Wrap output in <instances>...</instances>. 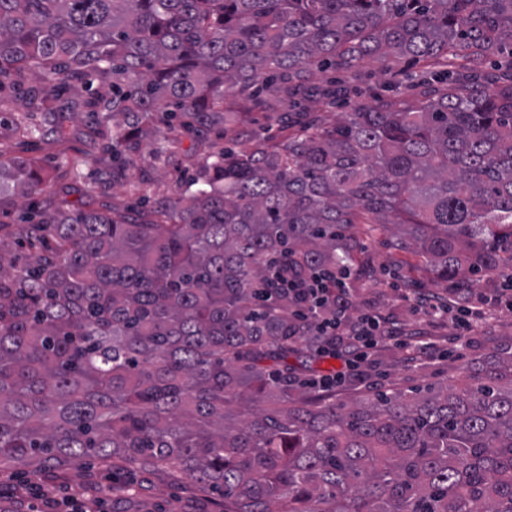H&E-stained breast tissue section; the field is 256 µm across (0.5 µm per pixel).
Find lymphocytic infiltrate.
<instances>
[{
    "label": "lymphocytic infiltrate",
    "instance_id": "obj_1",
    "mask_svg": "<svg viewBox=\"0 0 512 512\" xmlns=\"http://www.w3.org/2000/svg\"><path fill=\"white\" fill-rule=\"evenodd\" d=\"M278 275L286 279L288 293L298 303V319L311 333L310 352L341 359L346 370H356L361 363L372 358L384 342L402 349L406 362L411 365L440 353L436 344L427 337L384 328L379 315L366 312L351 316L345 276L299 279L283 269ZM504 294V289L500 288L494 294L474 297L464 289L454 288L444 299L435 294H416L413 304L432 318L453 317L457 328L452 340L453 349L460 354L467 346L468 337L482 325L488 309L497 304Z\"/></svg>",
    "mask_w": 512,
    "mask_h": 512
}]
</instances>
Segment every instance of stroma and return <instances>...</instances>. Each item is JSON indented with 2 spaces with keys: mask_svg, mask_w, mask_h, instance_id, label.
<instances>
[{
  "mask_svg": "<svg viewBox=\"0 0 512 512\" xmlns=\"http://www.w3.org/2000/svg\"><path fill=\"white\" fill-rule=\"evenodd\" d=\"M385 66V61L379 59L360 64L354 71L353 90L347 100L335 104L315 100L310 102V110L321 113L326 124H334L341 113L356 104L371 102L374 94L386 90L382 74ZM296 121V115L285 107L252 109L238 114L234 122L236 136L231 141L237 149L246 150L254 136H287ZM29 125L37 126V133L24 134V127ZM227 141L230 140L223 125L217 124L196 140L184 142L182 151L162 157L156 152L157 136H149L142 143L132 174L111 188L98 191L94 188L99 177L95 159L101 137L87 112L68 113L57 124L44 120L40 113L27 111L18 90L0 101V153L30 158L54 173V181L41 195L42 202L51 207L73 209L87 205L107 214L116 210L144 218L146 200L181 195L189 177L208 157L221 151ZM27 220L23 199L0 196V258L23 260L30 255V248L18 245L16 238ZM353 232L357 239L353 260L357 276L350 298L356 310L380 313L398 322L406 333H425L434 336L440 345H447L455 333L451 320L430 322L402 294L406 288H421L444 297L448 294L447 283L434 279L416 250L396 246L392 232L369 224L355 225ZM511 344L512 311L504 310L491 313L464 359L440 357L411 370L405 367L399 348L386 346L377 353L375 367L346 380L336 393V401L363 403L376 394L437 392L458 386L465 379L466 368L481 367ZM116 476L132 478L136 486L133 499L97 493L98 485L110 483ZM41 489L56 496L61 512H124L130 504L137 512H215L219 499L215 492L161 469L144 471L116 460L88 458L83 468L46 472L36 478L31 477L29 468H18L9 495L15 512H30L34 496Z\"/></svg>",
  "mask_w": 512,
  "mask_h": 512,
  "instance_id": "1",
  "label": "stroma"
}]
</instances>
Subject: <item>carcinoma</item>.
<instances>
[{
	"instance_id": "carcinoma-1",
	"label": "carcinoma",
	"mask_w": 512,
	"mask_h": 512,
	"mask_svg": "<svg viewBox=\"0 0 512 512\" xmlns=\"http://www.w3.org/2000/svg\"><path fill=\"white\" fill-rule=\"evenodd\" d=\"M504 54L512 0H0V96L30 71L28 111L88 109L112 127L114 181L157 123L163 155L231 91L263 85L305 113L349 91L306 94L315 62L425 67L410 99L217 154L149 220L39 213L24 235L40 253L0 267V467L171 468L233 499L222 512H512V352L457 390L353 409L295 401L262 366L288 367L303 336L271 265L347 267L353 224L409 225L438 279L512 277V71L481 68ZM50 179L0 158V194Z\"/></svg>"
}]
</instances>
